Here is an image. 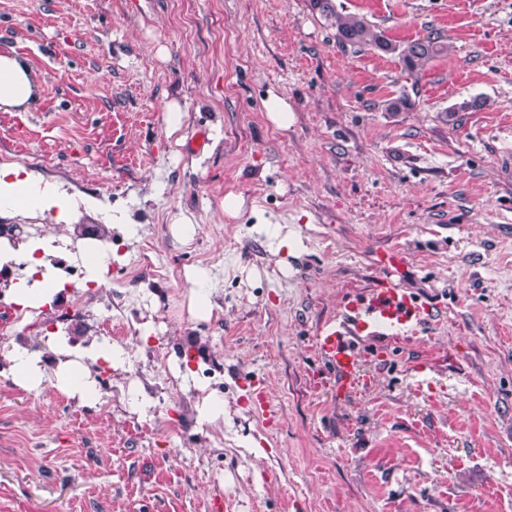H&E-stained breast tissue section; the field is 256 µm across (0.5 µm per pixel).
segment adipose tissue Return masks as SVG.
<instances>
[{
    "mask_svg": "<svg viewBox=\"0 0 512 512\" xmlns=\"http://www.w3.org/2000/svg\"><path fill=\"white\" fill-rule=\"evenodd\" d=\"M37 83L31 69L17 56L0 53V109L27 111L35 102ZM35 212L56 224H73L75 204L53 183L34 175L19 164L0 166V215ZM58 238L50 234L9 246L0 244V268L20 267L22 275L10 283L7 296L22 309H38L62 299L64 288L56 277L53 260L59 254ZM47 351L16 343L0 356L4 367L0 377L19 387L34 390L41 386L46 371H53L57 387L78 404L96 400V385L90 366L105 361L113 369L124 366L120 348H103L90 343L85 360L75 357L67 339L48 338Z\"/></svg>",
    "mask_w": 512,
    "mask_h": 512,
    "instance_id": "1",
    "label": "adipose tissue"
}]
</instances>
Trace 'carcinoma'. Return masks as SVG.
<instances>
[{"label": "carcinoma", "mask_w": 512, "mask_h": 512, "mask_svg": "<svg viewBox=\"0 0 512 512\" xmlns=\"http://www.w3.org/2000/svg\"><path fill=\"white\" fill-rule=\"evenodd\" d=\"M311 5L322 16L333 20L336 27V42L339 45L366 47L383 54H395L401 60L404 69L411 74L424 70L444 50L442 37L437 33L431 32L423 38L400 44L361 15L338 13L333 0H311Z\"/></svg>", "instance_id": "carcinoma-1"}]
</instances>
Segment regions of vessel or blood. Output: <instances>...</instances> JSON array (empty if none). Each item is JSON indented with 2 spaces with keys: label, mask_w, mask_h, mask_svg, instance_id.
Segmentation results:
<instances>
[{
  "label": "vessel or blood",
  "mask_w": 512,
  "mask_h": 512,
  "mask_svg": "<svg viewBox=\"0 0 512 512\" xmlns=\"http://www.w3.org/2000/svg\"><path fill=\"white\" fill-rule=\"evenodd\" d=\"M400 265L398 254L387 256L373 287L349 296L342 319L324 327L317 338L318 354L333 372L337 394L350 397L368 388L361 372L364 358L384 357L389 342L406 337L433 314L430 304L401 288Z\"/></svg>",
  "instance_id": "b4317fda"
}]
</instances>
